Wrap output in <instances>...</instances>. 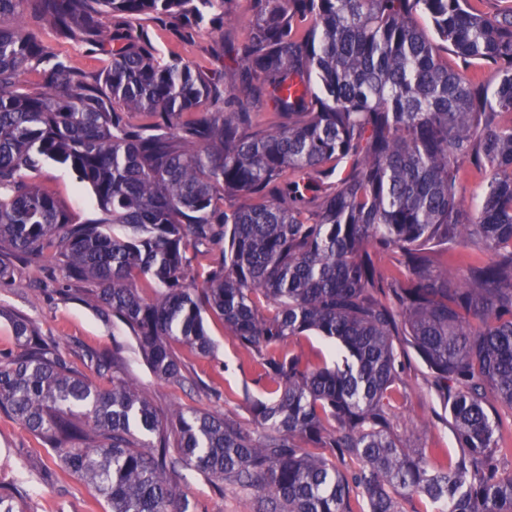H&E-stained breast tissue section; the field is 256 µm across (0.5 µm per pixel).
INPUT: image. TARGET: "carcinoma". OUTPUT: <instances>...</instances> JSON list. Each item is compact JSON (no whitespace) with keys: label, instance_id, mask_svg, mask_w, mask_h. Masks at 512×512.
<instances>
[{"label":"carcinoma","instance_id":"carcinoma-1","mask_svg":"<svg viewBox=\"0 0 512 512\" xmlns=\"http://www.w3.org/2000/svg\"><path fill=\"white\" fill-rule=\"evenodd\" d=\"M233 2L0 0V279L56 258L171 383L186 380L172 344L210 354L215 315L267 399L248 421L160 414L119 353L72 358L15 316L0 409L109 512H189L184 467L255 491L258 512H354L355 499L401 512L414 496L423 512H512L487 408L491 395L512 406V4L484 16L469 0H251L222 73L161 59L142 26L186 38L231 23ZM27 18L110 67L88 80ZM471 66L494 69L495 84L466 77ZM33 68L42 82L25 91ZM45 161L91 186L97 221L76 222L27 179ZM465 163L483 175L473 211ZM469 245L478 254L463 260ZM216 247L219 260L193 264ZM311 330L345 349L343 367L283 348ZM401 337L446 390L467 458L444 462L397 434ZM0 512H27L22 494L0 486Z\"/></svg>","mask_w":512,"mask_h":512}]
</instances>
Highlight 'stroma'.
I'll return each instance as SVG.
<instances>
[{"instance_id": "obj_1", "label": "stroma", "mask_w": 512, "mask_h": 512, "mask_svg": "<svg viewBox=\"0 0 512 512\" xmlns=\"http://www.w3.org/2000/svg\"><path fill=\"white\" fill-rule=\"evenodd\" d=\"M226 29L205 26L193 37L180 39L168 31L155 30L154 44L162 57L223 69L218 51ZM38 40L52 53L65 57L71 66L88 77L100 76L110 59L96 48L70 42L48 25L35 27ZM30 181L53 193L78 219L93 221L98 215L89 185L75 174L53 163H43L28 175ZM66 284L64 270L52 260L40 267L16 269L0 281V353L17 349L9 315L26 317L45 336L54 338L70 351L109 349L120 345L127 359L130 378L152 396L163 410L180 405L197 411L222 412L248 418L245 398L262 396L256 362L243 355L221 320L208 318L207 331L213 341L209 356L188 349L180 354L191 378L179 386L157 379L141 358L136 342L122 324L104 320L87 302L62 298L58 290ZM404 384L393 402L397 433L411 438L427 453L455 459L462 455L448 420L442 398L431 384L430 372L411 347H404ZM0 484L18 487L28 512H106L107 505L87 481L64 472L57 454L44 446L12 415L0 411ZM179 490L189 502V512H256L253 491L227 484L216 488L214 479L194 469L182 472Z\"/></svg>"}]
</instances>
